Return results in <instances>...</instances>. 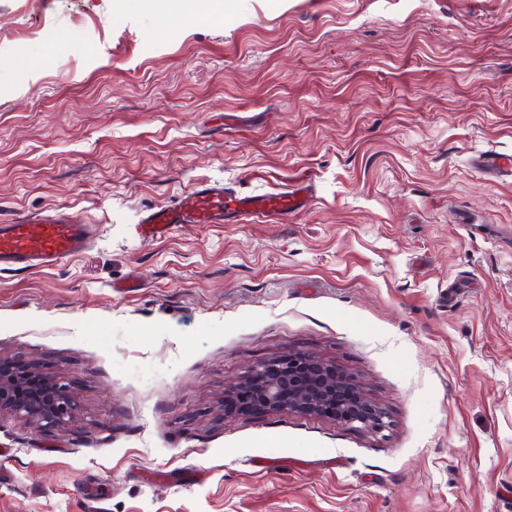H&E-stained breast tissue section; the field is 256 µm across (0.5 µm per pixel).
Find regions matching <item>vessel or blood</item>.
Returning a JSON list of instances; mask_svg holds the SVG:
<instances>
[{
	"instance_id": "b4317fda",
	"label": "vessel or blood",
	"mask_w": 512,
	"mask_h": 512,
	"mask_svg": "<svg viewBox=\"0 0 512 512\" xmlns=\"http://www.w3.org/2000/svg\"><path fill=\"white\" fill-rule=\"evenodd\" d=\"M301 182L276 192H239L200 184L174 204L145 211L135 225L143 239L166 235L178 224H234L248 217L285 218L308 201ZM91 243L85 224L50 215L15 223H0V269L50 266L85 251Z\"/></svg>"
}]
</instances>
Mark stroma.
I'll use <instances>...</instances> for the list:
<instances>
[{
    "label": "stroma",
    "instance_id": "stroma-1",
    "mask_svg": "<svg viewBox=\"0 0 512 512\" xmlns=\"http://www.w3.org/2000/svg\"><path fill=\"white\" fill-rule=\"evenodd\" d=\"M0 0V222L88 221L0 270V361L78 419L0 415V512H512V0ZM287 220L139 215L201 182ZM351 375L380 433L225 415L253 365ZM306 182L276 192H238L224 186L199 184L172 205L145 211L135 224L139 238L166 235L177 224H235L247 217L288 218L308 201Z\"/></svg>",
    "mask_w": 512,
    "mask_h": 512
}]
</instances>
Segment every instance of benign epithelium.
Instances as JSON below:
<instances>
[{"mask_svg": "<svg viewBox=\"0 0 512 512\" xmlns=\"http://www.w3.org/2000/svg\"><path fill=\"white\" fill-rule=\"evenodd\" d=\"M255 385L254 409L325 414L367 430L388 427L386 412L348 374L303 353L255 365L244 379ZM8 411L64 426L75 420L79 406L61 383L24 366L0 372V412Z\"/></svg>", "mask_w": 512, "mask_h": 512, "instance_id": "7a95c632", "label": "benign epithelium"}]
</instances>
